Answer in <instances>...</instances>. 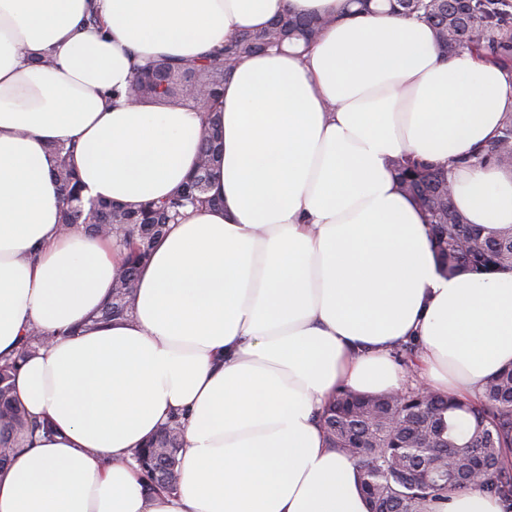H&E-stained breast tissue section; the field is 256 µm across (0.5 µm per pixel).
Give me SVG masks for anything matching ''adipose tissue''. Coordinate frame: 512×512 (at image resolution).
Masks as SVG:
<instances>
[{
	"label": "adipose tissue",
	"mask_w": 512,
	"mask_h": 512,
	"mask_svg": "<svg viewBox=\"0 0 512 512\" xmlns=\"http://www.w3.org/2000/svg\"><path fill=\"white\" fill-rule=\"evenodd\" d=\"M287 11L333 22L225 79L221 206L170 225L127 319L83 328L126 253L62 231L53 144H74L85 197L169 196L207 125L128 103L136 65L199 58ZM509 109L512 71L346 0H0V358L30 328L48 337L14 387L54 429L0 470V512H370L317 422L337 389L400 390L390 352L413 338L425 385L457 397L512 364V271L442 275L389 162L447 163ZM452 192L469 223L512 224V173L463 166ZM174 414L178 488L148 498L132 451Z\"/></svg>",
	"instance_id": "obj_1"
}]
</instances>
